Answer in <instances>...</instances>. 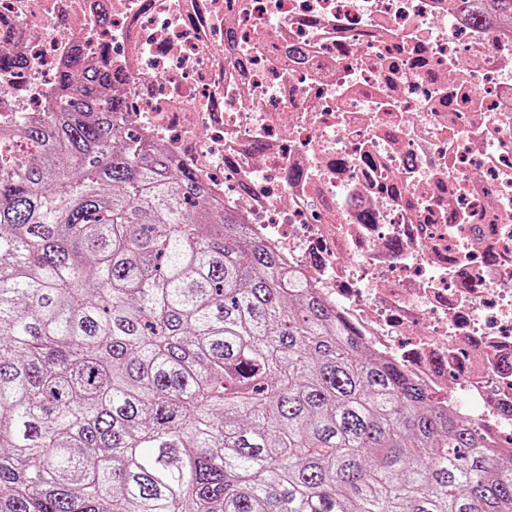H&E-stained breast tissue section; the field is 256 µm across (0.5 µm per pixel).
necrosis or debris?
Wrapping results in <instances>:
<instances>
[{
	"mask_svg": "<svg viewBox=\"0 0 512 512\" xmlns=\"http://www.w3.org/2000/svg\"><path fill=\"white\" fill-rule=\"evenodd\" d=\"M0 0V125L80 44L115 125L206 179L253 237L512 463V25L451 0Z\"/></svg>",
	"mask_w": 512,
	"mask_h": 512,
	"instance_id": "4bbe7bcc",
	"label": "necrosis or debris"
}]
</instances>
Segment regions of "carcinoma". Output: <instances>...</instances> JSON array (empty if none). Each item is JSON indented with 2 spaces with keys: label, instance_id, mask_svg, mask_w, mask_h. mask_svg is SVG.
Returning a JSON list of instances; mask_svg holds the SVG:
<instances>
[{
  "label": "carcinoma",
  "instance_id": "cac0c4a2",
  "mask_svg": "<svg viewBox=\"0 0 512 512\" xmlns=\"http://www.w3.org/2000/svg\"><path fill=\"white\" fill-rule=\"evenodd\" d=\"M57 81L0 127V512H512L468 419L112 124V71Z\"/></svg>",
  "mask_w": 512,
  "mask_h": 512
}]
</instances>
